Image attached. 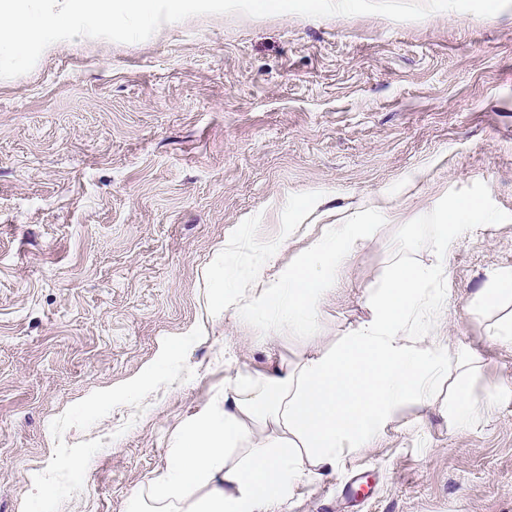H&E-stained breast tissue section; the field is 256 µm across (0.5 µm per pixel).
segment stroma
<instances>
[{
    "mask_svg": "<svg viewBox=\"0 0 512 512\" xmlns=\"http://www.w3.org/2000/svg\"><path fill=\"white\" fill-rule=\"evenodd\" d=\"M452 199L480 213L411 340L472 353L495 406L457 428L439 384L285 512H512V342L468 312L512 271V7L203 15L0 79V512H125L225 379L337 342L395 261L436 263ZM383 201L311 335L225 307L267 245L274 277Z\"/></svg>",
    "mask_w": 512,
    "mask_h": 512,
    "instance_id": "1",
    "label": "stroma"
}]
</instances>
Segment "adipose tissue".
Instances as JSON below:
<instances>
[{
  "label": "adipose tissue",
  "mask_w": 512,
  "mask_h": 512,
  "mask_svg": "<svg viewBox=\"0 0 512 512\" xmlns=\"http://www.w3.org/2000/svg\"><path fill=\"white\" fill-rule=\"evenodd\" d=\"M478 209L468 200L447 202L433 240L437 264L394 265L371 290L369 319L340 343L226 379L223 395L187 422L127 512H282L292 490L334 471L345 449L369 445L405 406L429 405L440 380L448 382L458 425L493 407L497 392L476 403L462 373H450L448 345L408 338L412 322L435 316L426 291ZM372 230L358 218L331 225L278 279L255 265L241 282L248 301L237 304L228 292L225 305L246 317H272L279 329H314L320 298Z\"/></svg>",
  "instance_id": "adipose-tissue-1"
}]
</instances>
